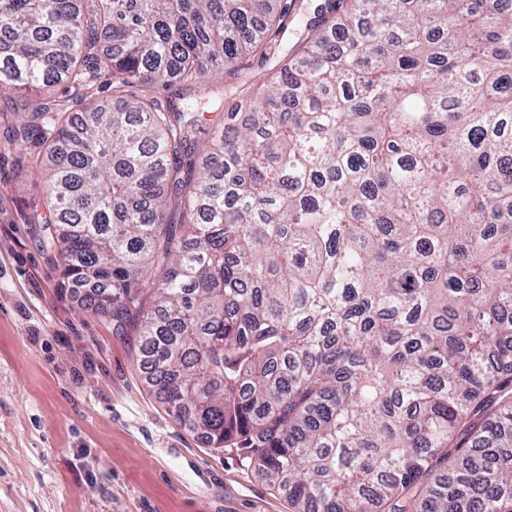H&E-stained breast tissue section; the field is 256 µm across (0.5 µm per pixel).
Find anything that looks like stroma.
<instances>
[{
    "label": "stroma",
    "mask_w": 512,
    "mask_h": 512,
    "mask_svg": "<svg viewBox=\"0 0 512 512\" xmlns=\"http://www.w3.org/2000/svg\"><path fill=\"white\" fill-rule=\"evenodd\" d=\"M0 112V512H292L250 464L216 449L151 393L138 327L74 301L27 223L47 206L18 168Z\"/></svg>",
    "instance_id": "stroma-1"
}]
</instances>
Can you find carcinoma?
Instances as JSON below:
<instances>
[{
  "instance_id": "cac0c4a2",
  "label": "carcinoma",
  "mask_w": 512,
  "mask_h": 512,
  "mask_svg": "<svg viewBox=\"0 0 512 512\" xmlns=\"http://www.w3.org/2000/svg\"><path fill=\"white\" fill-rule=\"evenodd\" d=\"M77 3L0 0V93L62 87L8 140L41 147L30 221L139 323L148 388L294 512H512V9ZM255 52L206 144L200 103L133 91Z\"/></svg>"
}]
</instances>
